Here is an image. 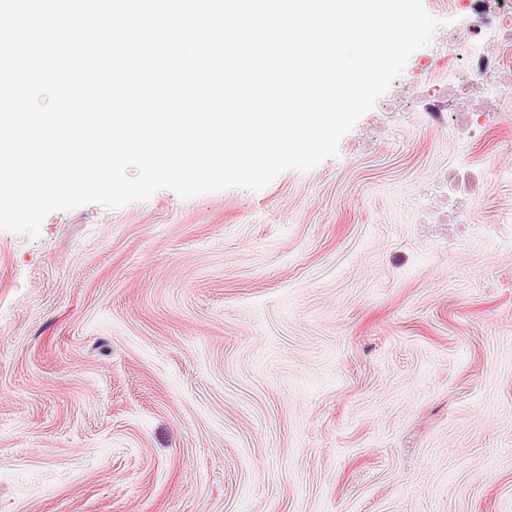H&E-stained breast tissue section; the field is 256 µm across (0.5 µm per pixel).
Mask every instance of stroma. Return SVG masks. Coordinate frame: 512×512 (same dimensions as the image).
I'll return each instance as SVG.
<instances>
[{
    "label": "stroma",
    "instance_id": "obj_1",
    "mask_svg": "<svg viewBox=\"0 0 512 512\" xmlns=\"http://www.w3.org/2000/svg\"><path fill=\"white\" fill-rule=\"evenodd\" d=\"M448 30L311 171L0 230V512H512V95L432 118ZM436 193L448 199V221L460 222L463 212L462 199L466 196L470 181L462 170H450L448 176L437 186Z\"/></svg>",
    "mask_w": 512,
    "mask_h": 512
}]
</instances>
